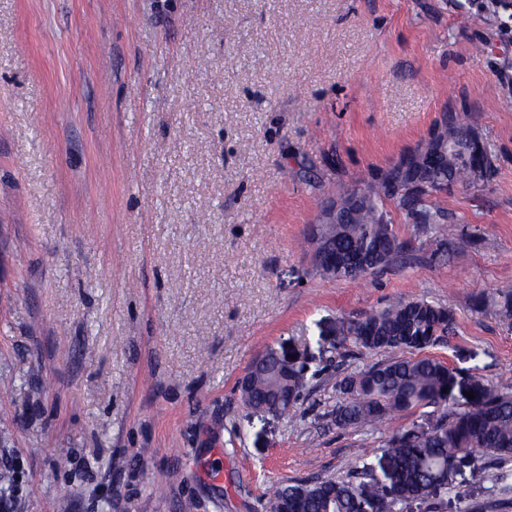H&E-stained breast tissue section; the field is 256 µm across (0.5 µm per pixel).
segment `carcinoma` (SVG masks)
Returning <instances> with one entry per match:
<instances>
[{
  "label": "carcinoma",
  "instance_id": "cac0c4a2",
  "mask_svg": "<svg viewBox=\"0 0 512 512\" xmlns=\"http://www.w3.org/2000/svg\"><path fill=\"white\" fill-rule=\"evenodd\" d=\"M441 133L431 130L417 150L434 155V164L418 171L414 154L405 155L385 173L360 184L336 185V203L360 200L354 210H339L340 223L312 226L309 242L320 255V275L353 281L380 273L405 254L413 242L402 239L386 218L388 203L414 225L415 233L435 236L428 260L437 262L459 241L448 238V215L430 198L453 185L485 178L493 162L468 125L444 119ZM498 313L512 321V284L497 289ZM448 309L424 299L394 297L384 306L336 320L335 348L385 351L392 357L369 367L336 372L338 403L328 416L338 430H375L394 414L428 408V422L393 431L382 444L389 471L377 477L367 463L339 478L278 482L270 487V512H404L419 502L437 512L434 491L452 486L457 468L468 463L490 470L493 487L512 492V393L478 374L462 375L426 351L456 334ZM330 368L322 362L295 364L268 350L257 358L237 386L253 411L271 410L282 418L297 416L305 392ZM467 382L470 399L461 390Z\"/></svg>",
  "mask_w": 512,
  "mask_h": 512
}]
</instances>
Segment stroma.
<instances>
[{
    "instance_id": "35a3bbf8",
    "label": "stroma",
    "mask_w": 512,
    "mask_h": 512,
    "mask_svg": "<svg viewBox=\"0 0 512 512\" xmlns=\"http://www.w3.org/2000/svg\"><path fill=\"white\" fill-rule=\"evenodd\" d=\"M512 0H0V493L12 512H268L279 481L377 463L341 432L335 373L296 420L236 384L266 350L337 355V318L420 297L457 333L430 356L512 390ZM483 44L475 53V44ZM467 123L491 176L432 197L476 245L323 277L304 239L332 199ZM464 468L441 512H512Z\"/></svg>"
}]
</instances>
